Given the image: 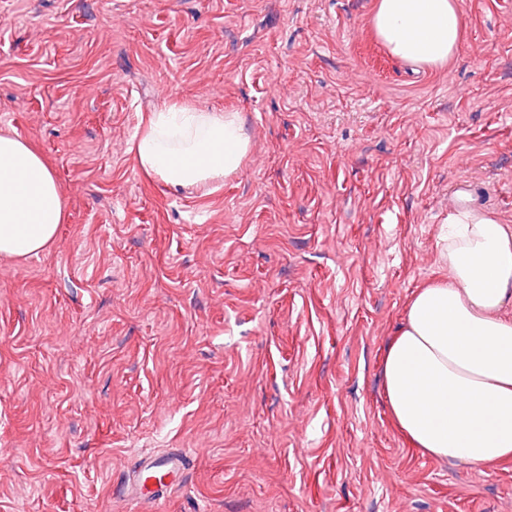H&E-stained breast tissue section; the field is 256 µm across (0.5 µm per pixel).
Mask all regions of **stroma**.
<instances>
[{"label":"stroma","mask_w":512,"mask_h":512,"mask_svg":"<svg viewBox=\"0 0 512 512\" xmlns=\"http://www.w3.org/2000/svg\"><path fill=\"white\" fill-rule=\"evenodd\" d=\"M375 3L0 0V131L66 210L0 257V512H512V463L422 456L381 377L449 203L512 225V0H461L418 71ZM176 100L241 114L236 175L141 170ZM173 452L163 498L122 492Z\"/></svg>","instance_id":"stroma-1"}]
</instances>
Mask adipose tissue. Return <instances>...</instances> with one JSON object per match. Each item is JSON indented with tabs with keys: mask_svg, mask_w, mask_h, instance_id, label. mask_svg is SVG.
<instances>
[{
	"mask_svg": "<svg viewBox=\"0 0 512 512\" xmlns=\"http://www.w3.org/2000/svg\"><path fill=\"white\" fill-rule=\"evenodd\" d=\"M376 37L415 68L445 64L463 32L458 0H377ZM141 168L176 188L236 173L250 149L237 112L173 102L134 142ZM64 220L63 194L42 156L0 134V255L45 252ZM444 239L442 273L412 293L382 356L392 421L410 447L437 461L512 460V227L459 210Z\"/></svg>",
	"mask_w": 512,
	"mask_h": 512,
	"instance_id": "adipose-tissue-1",
	"label": "adipose tissue"
}]
</instances>
